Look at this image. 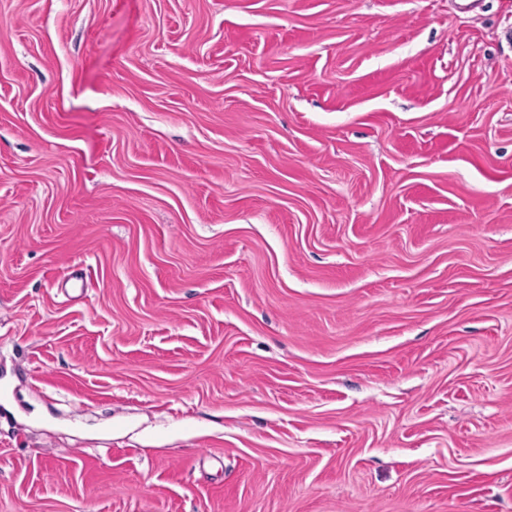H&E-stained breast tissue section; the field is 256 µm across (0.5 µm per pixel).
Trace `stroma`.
I'll return each instance as SVG.
<instances>
[{"label":"stroma","instance_id":"35a3bbf8","mask_svg":"<svg viewBox=\"0 0 512 512\" xmlns=\"http://www.w3.org/2000/svg\"><path fill=\"white\" fill-rule=\"evenodd\" d=\"M0 0V512H512V0Z\"/></svg>","mask_w":512,"mask_h":512}]
</instances>
